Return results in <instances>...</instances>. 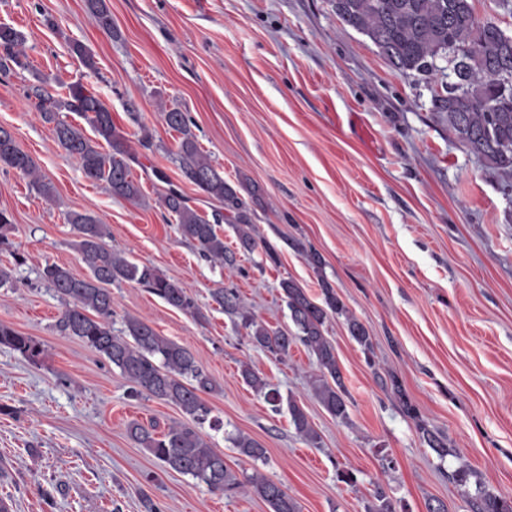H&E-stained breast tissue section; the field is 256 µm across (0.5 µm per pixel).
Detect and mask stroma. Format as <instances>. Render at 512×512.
I'll list each match as a JSON object with an SVG mask.
<instances>
[{"mask_svg": "<svg viewBox=\"0 0 512 512\" xmlns=\"http://www.w3.org/2000/svg\"><path fill=\"white\" fill-rule=\"evenodd\" d=\"M108 6L110 34L85 0H0V24L24 33L29 62L0 73V126L55 190L46 201L28 177L0 165V209L14 223L0 247V266L12 270L0 284V322L44 348L32 361L0 346V500L9 512H146L149 503L158 512H267L255 495L213 492L162 467L127 427L164 430L180 410L128 398L116 367L58 331L63 307L39 271L49 262L88 275L67 222L74 211L107 224L112 249L178 281L204 313L197 321L134 282L112 288L114 329L125 316L144 318L214 379L205 400L223 426L202 432L233 470L281 482L300 512H366L379 486L403 512H426L432 497L448 512H471L480 487L512 496V197L433 121L425 81L394 72L366 36L342 25L330 0ZM74 42L91 50L96 72L71 52ZM40 78L83 84L104 101L135 154L140 201L85 179L27 96ZM164 105L187 113L225 180L244 175L262 187L253 222L277 260L259 248L228 272L159 207L158 170L199 209L217 207L182 178ZM290 238L323 255L322 274ZM322 276L372 338L367 353L344 317L326 323L349 393L345 423L315 399L305 347L292 346L285 360L256 348L210 295L237 289L258 320L289 331L280 281L293 278L317 299ZM245 363L304 408L319 444L242 381ZM392 374L428 428L447 438L446 459L402 412L386 385ZM238 432L264 445V462L232 447L227 436ZM462 465L474 473L464 486L449 478ZM348 469L355 483L340 480Z\"/></svg>", "mask_w": 512, "mask_h": 512, "instance_id": "obj_1", "label": "stroma"}]
</instances>
